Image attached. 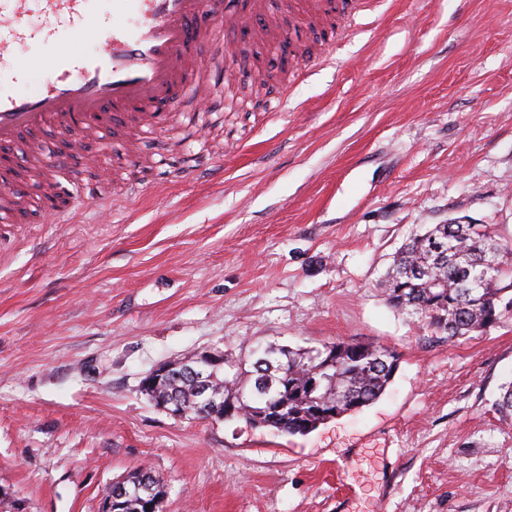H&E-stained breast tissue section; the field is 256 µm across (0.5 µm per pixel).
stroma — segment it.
Returning a JSON list of instances; mask_svg holds the SVG:
<instances>
[{
	"label": "stroma",
	"instance_id": "obj_1",
	"mask_svg": "<svg viewBox=\"0 0 512 512\" xmlns=\"http://www.w3.org/2000/svg\"><path fill=\"white\" fill-rule=\"evenodd\" d=\"M333 0L326 24L225 32L186 52L157 128L129 117L53 179L106 218L0 223V512H100L150 468L163 512H512V315L456 343L390 306L395 251L435 224L512 242V0ZM352 19V37L324 34ZM246 51L236 75L228 43ZM389 347L372 404L306 434L176 419L140 390L212 348Z\"/></svg>",
	"mask_w": 512,
	"mask_h": 512
}]
</instances>
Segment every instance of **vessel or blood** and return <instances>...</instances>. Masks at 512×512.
<instances>
[{
  "label": "vessel or blood",
  "mask_w": 512,
  "mask_h": 512,
  "mask_svg": "<svg viewBox=\"0 0 512 512\" xmlns=\"http://www.w3.org/2000/svg\"><path fill=\"white\" fill-rule=\"evenodd\" d=\"M206 10L223 13L227 27L242 22L222 0H114L111 12L96 14L90 0H0V145L9 149L0 160V211L19 204L10 183L20 162H44L37 145L18 144L21 131L52 124L76 147L85 133L111 123L106 107H129L155 125L163 116L152 106L174 87L191 81L198 93L209 94V83L195 80L184 54L188 37L210 44L222 39L215 28L189 33L190 20ZM34 13L39 23H30ZM88 27L99 35L96 49L68 47L69 37ZM40 44L58 50L43 64V82L22 92L28 52Z\"/></svg>",
  "instance_id": "1"
}]
</instances>
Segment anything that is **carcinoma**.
Returning a JSON list of instances; mask_svg holds the SVG:
<instances>
[{
    "mask_svg": "<svg viewBox=\"0 0 512 512\" xmlns=\"http://www.w3.org/2000/svg\"><path fill=\"white\" fill-rule=\"evenodd\" d=\"M439 238L441 251L434 245ZM381 287L392 307L454 343L512 312V247L489 224H435L395 253ZM397 369L398 356L383 346H269L244 357L224 355L213 392L226 420L304 434L325 422L321 409L340 416L377 400ZM195 389L194 379L181 374L157 391L191 404Z\"/></svg>",
    "mask_w": 512,
    "mask_h": 512,
    "instance_id": "obj_1",
    "label": "carcinoma"
}]
</instances>
